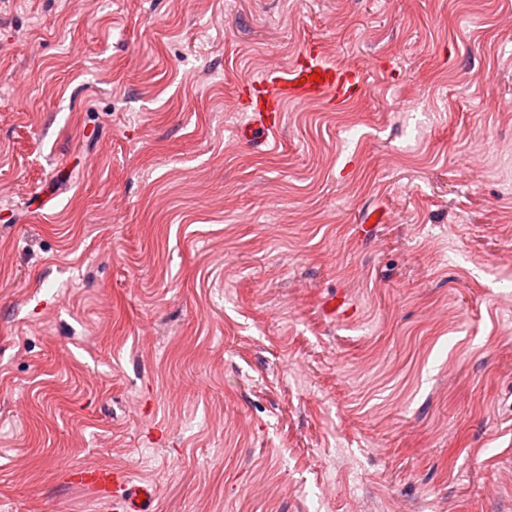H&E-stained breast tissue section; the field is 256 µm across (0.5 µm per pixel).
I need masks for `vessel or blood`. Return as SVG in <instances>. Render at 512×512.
Here are the masks:
<instances>
[{
	"label": "vessel or blood",
	"instance_id": "obj_1",
	"mask_svg": "<svg viewBox=\"0 0 512 512\" xmlns=\"http://www.w3.org/2000/svg\"><path fill=\"white\" fill-rule=\"evenodd\" d=\"M364 79L362 71L324 63L317 44L307 43L296 63L262 74L245 85L250 120L241 136L253 148H261L278 128L276 114L286 103L326 102L342 106L360 92ZM68 473L72 483L95 488L114 512H151L153 487L132 485L126 473L100 467H72Z\"/></svg>",
	"mask_w": 512,
	"mask_h": 512
}]
</instances>
